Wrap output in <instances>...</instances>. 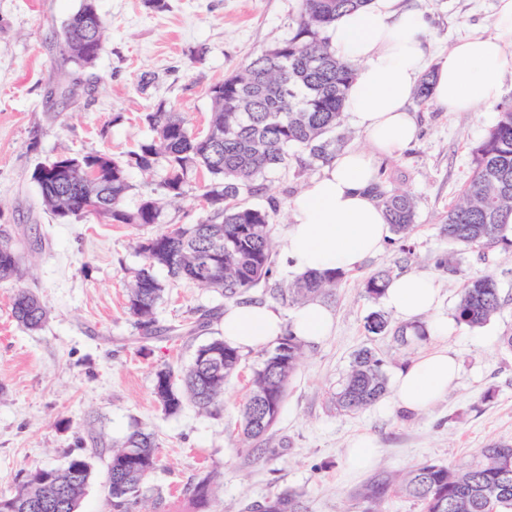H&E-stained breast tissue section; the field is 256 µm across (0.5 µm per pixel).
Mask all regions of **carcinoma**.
Here are the masks:
<instances>
[{
    "mask_svg": "<svg viewBox=\"0 0 512 512\" xmlns=\"http://www.w3.org/2000/svg\"><path fill=\"white\" fill-rule=\"evenodd\" d=\"M370 0H299L295 28L241 68L210 86L211 113L204 134L188 127L179 112L162 104L145 115L153 135L123 157L105 153L61 154L38 164L32 179L43 207L54 219L95 217L110 224L138 229L160 223L159 199L143 196L133 210L124 201L133 190L129 171L161 174L158 186L168 201L186 197L193 176L209 175L200 185L207 216L196 224L138 237L136 250L144 264L132 271L127 309L142 340L162 332L156 308L168 284L154 269L167 271L170 282L185 281L221 292L226 300H241L267 284L274 275L273 224L269 211L252 207L246 197L261 190L267 170L283 165L288 150L306 151L318 161L332 158V142L325 136L340 128L344 102L355 75L353 64L336 57L328 31L344 12L366 6ZM104 22L95 0H81L62 28L64 61L75 69L92 66L102 50ZM474 171L460 197L448 207L444 233L469 248H512V105L500 107L496 123L473 149ZM61 162L80 168L63 179L55 169ZM374 197L384 208L391 231L407 240L416 222V200L407 192L374 186ZM25 245L0 227V281L18 275ZM342 272H308L291 283L278 284L269 293L290 304L302 305L332 293ZM391 281L379 270L364 284L366 294L378 299ZM503 301L496 279L483 275L468 279L459 292L455 320L469 328L487 325ZM11 314L27 330L44 325L47 310L30 288L13 295ZM365 328L373 334L387 331L406 341L408 334L425 335L421 325L393 326L374 312ZM304 341L293 331L264 354L252 372L241 404L237 441L245 456L260 458L258 443L269 441L288 386L297 372ZM243 355L222 337L195 350L191 363L179 370L157 369L154 396L162 411L175 415L190 404L199 411L218 413L224 406V388L239 373ZM384 361L370 349L357 351L345 378L332 396L340 411L370 407L388 392ZM68 457L61 467L33 464L14 490L0 496V512H78L90 484L100 441ZM482 459L465 465L425 462L398 480L374 478L354 493L361 512H378L392 492L419 502L423 512H512V445L492 443ZM155 434L134 426L124 440L112 446L108 457L107 512H133L148 478L158 466ZM217 477L201 472L186 489L192 512H206ZM301 493L284 490L268 500L260 512H302Z\"/></svg>",
    "mask_w": 512,
    "mask_h": 512,
    "instance_id": "carcinoma-1",
    "label": "carcinoma"
}]
</instances>
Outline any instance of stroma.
Wrapping results in <instances>:
<instances>
[{
	"label": "stroma",
	"instance_id": "obj_1",
	"mask_svg": "<svg viewBox=\"0 0 512 512\" xmlns=\"http://www.w3.org/2000/svg\"><path fill=\"white\" fill-rule=\"evenodd\" d=\"M162 10L145 0H97L105 24L103 49L88 69L61 60L60 30L80 0H0V224L16 237L40 239L35 262L18 278L0 282V496L10 494L32 463L59 467L76 451L78 437L101 432L122 441L133 426L152 431L160 462L136 512H188L184 490L203 469L220 477L211 512H248L288 488L302 490L303 512H359L353 493L376 475L402 474L424 462L471 463L481 448L512 444V251L474 248L457 257L456 270L436 261L453 246L442 231L449 205L474 171L472 150L495 124L498 109L445 112L411 102L419 125L416 142L379 161L388 187L417 199L410 253L397 244L343 272L323 304L334 315L326 339L308 344L288 387L271 447L275 456L245 462L233 430L247 383L262 348L244 352L241 371L224 390V410L211 416L185 406L165 415L153 393L162 365H188L198 345L220 336L212 320L191 337L176 331L198 312L226 308L221 294L190 283L167 288L156 317L163 332L140 340L126 310L129 270L143 258L139 230L95 218L66 223L44 210L32 179L35 166L62 153L114 156L149 137L143 113L166 103L197 132L207 126L209 87L294 26L299 0H165ZM497 0H416L429 22L432 53H447L469 35L492 33ZM324 163L290 150L287 165L266 171L263 190L247 202L261 209L277 202L271 220L283 240L288 204L319 176ZM431 276L441 295L447 334L431 331L403 346L365 329L367 316L385 311L364 291L375 271ZM493 275L504 304L479 329L451 315L467 278ZM32 289L48 311L43 328L30 332L11 315V296ZM448 347L458 376L426 412L399 408L391 397L354 413L330 406L328 397L356 351L369 348L385 362L388 378L425 353ZM371 437L373 461L349 467L346 448Z\"/></svg>",
	"mask_w": 512,
	"mask_h": 512
}]
</instances>
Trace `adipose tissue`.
<instances>
[{
	"label": "adipose tissue",
	"instance_id": "ef3b65f1",
	"mask_svg": "<svg viewBox=\"0 0 512 512\" xmlns=\"http://www.w3.org/2000/svg\"><path fill=\"white\" fill-rule=\"evenodd\" d=\"M493 27L494 34L461 40L439 62L431 90L437 108L472 112L499 100L501 75L512 68V0H498ZM330 38L336 56L357 66L344 110L368 146L336 156L322 176L290 201L285 251L301 272L354 268L389 239L385 212L370 189L377 181L378 158L402 151L417 135L407 105L431 52L428 23L411 0H369L342 14L331 26ZM383 300L408 324L431 315L436 330L448 328L436 316L439 294L428 275L393 278ZM332 324L330 310L316 303L298 309L287 325L272 306L247 302L225 309L224 339L247 350L275 341L290 328L303 340L316 342L329 334ZM455 375L456 362L447 350L431 352L396 376L392 397L403 409L423 412L447 392Z\"/></svg>",
	"mask_w": 512,
	"mask_h": 512
}]
</instances>
